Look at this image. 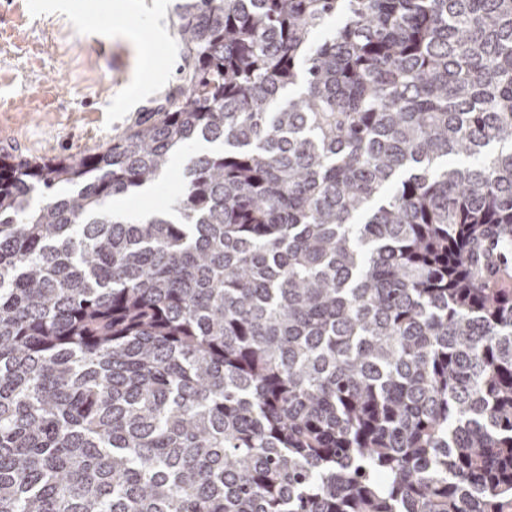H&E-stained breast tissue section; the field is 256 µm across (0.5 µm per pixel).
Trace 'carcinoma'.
<instances>
[{"mask_svg": "<svg viewBox=\"0 0 512 512\" xmlns=\"http://www.w3.org/2000/svg\"><path fill=\"white\" fill-rule=\"evenodd\" d=\"M176 14L167 105L0 153V512H512V0ZM212 146L200 143L194 151L178 155L163 176L148 189L150 191L149 194L146 195L145 191H143L121 197L119 200L125 209V213H128L130 216H136L138 214L167 209L172 203L173 194L183 181L185 166L189 159L187 155L193 152L210 150Z\"/></svg>", "mask_w": 512, "mask_h": 512, "instance_id": "carcinoma-1", "label": "carcinoma"}]
</instances>
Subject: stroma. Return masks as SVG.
Masks as SVG:
<instances>
[{"mask_svg":"<svg viewBox=\"0 0 512 512\" xmlns=\"http://www.w3.org/2000/svg\"><path fill=\"white\" fill-rule=\"evenodd\" d=\"M32 2L0 0V149L93 150L180 85L177 0ZM187 162L178 155L149 193L121 197L126 213L168 208Z\"/></svg>","mask_w":512,"mask_h":512,"instance_id":"1","label":"stroma"}]
</instances>
